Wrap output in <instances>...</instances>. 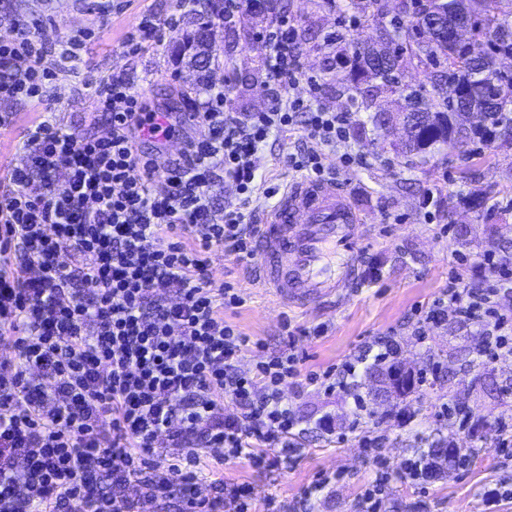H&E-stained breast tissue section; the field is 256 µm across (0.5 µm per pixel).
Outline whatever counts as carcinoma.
Returning a JSON list of instances; mask_svg holds the SVG:
<instances>
[{"label": "carcinoma", "mask_w": 512, "mask_h": 512, "mask_svg": "<svg viewBox=\"0 0 512 512\" xmlns=\"http://www.w3.org/2000/svg\"><path fill=\"white\" fill-rule=\"evenodd\" d=\"M367 16L375 27L391 25L407 39L386 57L367 44H356L348 77L350 90L365 100L383 93H400L405 102L404 121L414 130L405 152L426 162L443 149L456 148L468 138L466 111L477 105L488 127L500 126L507 104H512V76L491 69L499 55L512 56V0H408L403 11L389 16L381 0ZM453 26L470 29L487 51L470 54V47L449 35ZM416 59L436 70L434 93L402 84L403 63Z\"/></svg>", "instance_id": "1"}]
</instances>
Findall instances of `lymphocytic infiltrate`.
<instances>
[{
  "label": "lymphocytic infiltrate",
  "instance_id": "1",
  "mask_svg": "<svg viewBox=\"0 0 512 512\" xmlns=\"http://www.w3.org/2000/svg\"><path fill=\"white\" fill-rule=\"evenodd\" d=\"M38 24L0 40V99L41 103L58 73L78 64L80 32L46 48ZM269 89L265 110L234 111L228 88L201 75L194 117L210 133L187 139L167 164L140 148L142 136L173 128L144 111L134 80L119 71L99 82L107 135L83 136L47 118L25 134L24 167L0 193V343L18 362L0 364V512H156L179 492L184 512H248L245 490L225 482V462L281 454L299 421L282 400L289 379L325 382L362 408L357 364L397 358L393 339L366 349L337 375H300L281 354L239 367L249 340L224 318L242 299L216 280L205 258L224 248L239 263L255 254L257 154L274 133L301 130L325 146L346 140L350 117L291 96L305 74L287 17L259 35ZM166 175V194L153 183ZM232 184L236 205L214 203ZM68 253L70 263L59 261ZM484 288L452 279L429 310L476 326L479 357H512V315L497 298L512 292V259L487 253ZM235 407L224 413L225 403ZM172 459L167 471L155 456ZM211 464V495L195 492L201 461Z\"/></svg>",
  "mask_w": 512,
  "mask_h": 512
}]
</instances>
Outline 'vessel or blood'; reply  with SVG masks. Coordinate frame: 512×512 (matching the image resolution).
Here are the masks:
<instances>
[{
  "label": "vessel or blood",
  "instance_id": "b4317fda",
  "mask_svg": "<svg viewBox=\"0 0 512 512\" xmlns=\"http://www.w3.org/2000/svg\"><path fill=\"white\" fill-rule=\"evenodd\" d=\"M361 217L332 179L291 183L259 220L263 283L284 302L322 304L354 287Z\"/></svg>",
  "mask_w": 512,
  "mask_h": 512
}]
</instances>
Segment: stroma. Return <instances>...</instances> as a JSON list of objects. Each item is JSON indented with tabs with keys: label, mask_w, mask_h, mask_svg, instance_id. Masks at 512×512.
Segmentation results:
<instances>
[{
	"label": "stroma",
	"mask_w": 512,
	"mask_h": 512,
	"mask_svg": "<svg viewBox=\"0 0 512 512\" xmlns=\"http://www.w3.org/2000/svg\"><path fill=\"white\" fill-rule=\"evenodd\" d=\"M284 13L297 30L314 39L302 47L307 74L293 95L316 92L329 111L351 115L348 139L325 150L323 163L349 193L363 218L358 228L365 250L362 274L355 288L336 306H297L276 302L258 280L252 265L235 262L222 249L207 255L214 278L231 283L243 298L242 307L224 312L226 321L254 341L240 362L248 371L268 356L294 349L301 373L336 366L357 356L374 340L389 336L399 345L398 367L425 371V382L406 394L385 391L370 366H360L356 386L364 398L362 426L377 436L379 446L364 448L350 434L353 400L343 391L325 392L315 385H283L289 408L301 421L293 441L298 449L288 463L275 467L254 465L239 458L224 467L229 483H245L252 490L251 512H262L267 497L295 502L316 482L332 476L329 488L313 500L314 512H353L354 505L379 469H386L389 494L387 512H512V497L488 502L487 490L512 485V461L500 456L497 420L512 412V358L481 360L476 329L448 319L435 324L427 312L459 274L475 287L487 284L481 263L492 252L512 257V129H498L494 143L472 140L461 149L436 153L418 164L415 156L395 150L398 129L375 128V110L398 112L399 94L386 93L365 107L347 89L345 67L336 53H350L354 42L377 39L376 30L358 26L340 29L338 13L329 0H283ZM175 0H126L122 10L107 9L105 0H0V15L17 23L39 21L40 35L53 45L79 30L92 31L77 72H64L41 104L0 101V190L9 173L25 161L22 150L27 128L54 113L58 123L101 136L106 120L97 110L93 89L86 78L101 80L112 71L126 70L147 111L179 114L187 111L198 93V72L179 53L193 33L199 16L186 15L165 29L160 46L131 56L122 43L143 15L166 17ZM270 14H243L234 27L219 17L211 19L210 49L218 56L208 74L215 84H228L235 111L259 112L268 103L264 82L265 48L258 40ZM341 31L335 47L324 41ZM317 89H310L309 80ZM298 134L270 136L257 163L267 183L286 185L294 172L283 163L297 151ZM347 154L366 156L363 167L346 166ZM381 278L369 283L370 268ZM296 336H289V328ZM459 406L471 417L458 427L441 417L442 407ZM344 441H337V434ZM452 437L457 447L474 449L466 467L441 471L428 480H412L405 473L408 459L440 438Z\"/></svg>",
	"instance_id": "obj_1"
}]
</instances>
